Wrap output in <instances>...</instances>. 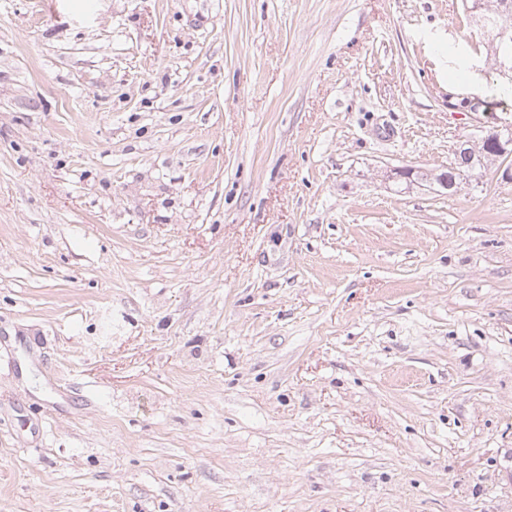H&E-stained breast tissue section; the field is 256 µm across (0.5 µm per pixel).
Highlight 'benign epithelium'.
<instances>
[{"label": "benign epithelium", "mask_w": 512, "mask_h": 512, "mask_svg": "<svg viewBox=\"0 0 512 512\" xmlns=\"http://www.w3.org/2000/svg\"><path fill=\"white\" fill-rule=\"evenodd\" d=\"M512 158V128L507 134L494 127L481 138L478 147H473L470 141L464 140L453 151V159L447 170L439 174L427 173L425 177L433 179L444 189L455 190L477 168L484 165L486 159H500L504 162Z\"/></svg>", "instance_id": "benign-epithelium-1"}]
</instances>
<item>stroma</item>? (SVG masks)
I'll return each mask as SVG.
<instances>
[{"label":"stroma","mask_w":512,"mask_h":512,"mask_svg":"<svg viewBox=\"0 0 512 512\" xmlns=\"http://www.w3.org/2000/svg\"><path fill=\"white\" fill-rule=\"evenodd\" d=\"M486 42L0 0V512H512V180L394 176L512 125Z\"/></svg>","instance_id":"obj_1"}]
</instances>
